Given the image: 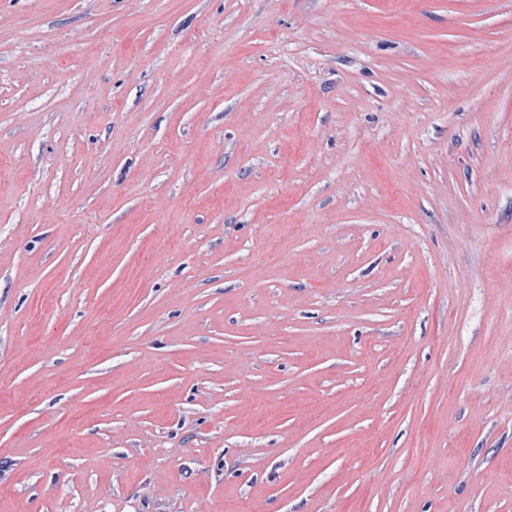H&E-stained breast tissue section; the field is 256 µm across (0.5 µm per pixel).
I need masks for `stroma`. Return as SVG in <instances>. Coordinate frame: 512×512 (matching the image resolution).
<instances>
[{
  "instance_id": "35a3bbf8",
  "label": "stroma",
  "mask_w": 512,
  "mask_h": 512,
  "mask_svg": "<svg viewBox=\"0 0 512 512\" xmlns=\"http://www.w3.org/2000/svg\"><path fill=\"white\" fill-rule=\"evenodd\" d=\"M0 512H512V0H0Z\"/></svg>"
}]
</instances>
